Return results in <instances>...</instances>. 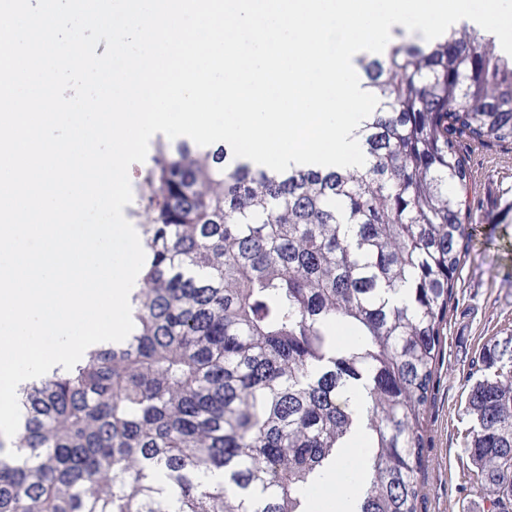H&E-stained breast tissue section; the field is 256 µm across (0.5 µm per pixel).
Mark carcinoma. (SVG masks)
<instances>
[{
    "label": "carcinoma",
    "instance_id": "1",
    "mask_svg": "<svg viewBox=\"0 0 512 512\" xmlns=\"http://www.w3.org/2000/svg\"><path fill=\"white\" fill-rule=\"evenodd\" d=\"M356 63L378 98L363 170L270 173L154 142L134 329L22 385L0 512H307L357 437L352 512H418L471 239L461 142H512V56L463 23ZM473 366L472 479L488 512H512V335Z\"/></svg>",
    "mask_w": 512,
    "mask_h": 512
}]
</instances>
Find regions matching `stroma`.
Here are the masks:
<instances>
[{
	"instance_id": "1",
	"label": "stroma",
	"mask_w": 512,
	"mask_h": 512,
	"mask_svg": "<svg viewBox=\"0 0 512 512\" xmlns=\"http://www.w3.org/2000/svg\"><path fill=\"white\" fill-rule=\"evenodd\" d=\"M473 237L449 306L445 342L427 409V453L418 512H485L465 452L472 421L471 363L490 340L512 334V144L465 142Z\"/></svg>"
}]
</instances>
